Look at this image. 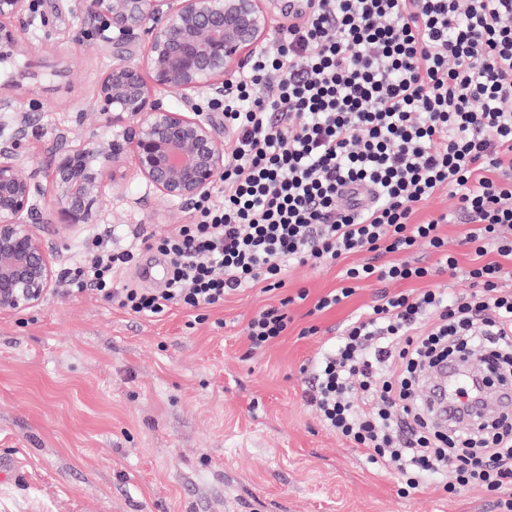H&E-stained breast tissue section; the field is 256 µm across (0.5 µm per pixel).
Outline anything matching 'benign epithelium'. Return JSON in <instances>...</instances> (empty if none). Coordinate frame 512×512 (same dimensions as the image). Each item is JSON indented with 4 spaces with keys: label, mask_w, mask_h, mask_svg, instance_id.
Listing matches in <instances>:
<instances>
[{
    "label": "benign epithelium",
    "mask_w": 512,
    "mask_h": 512,
    "mask_svg": "<svg viewBox=\"0 0 512 512\" xmlns=\"http://www.w3.org/2000/svg\"><path fill=\"white\" fill-rule=\"evenodd\" d=\"M266 0H78L90 23L115 45L147 40L143 62L119 59L95 82L93 98L113 129L67 140L47 168L20 149L26 119L10 123L0 145V310L43 305L57 280L53 256L34 225L39 198L51 196L65 227L94 224L108 176L129 154L136 176L173 201L210 195L224 172V144L204 98L224 96L242 59L271 26ZM35 21L32 0H0V71L28 67L24 31ZM179 96V105L167 93Z\"/></svg>",
    "instance_id": "benign-epithelium-1"
}]
</instances>
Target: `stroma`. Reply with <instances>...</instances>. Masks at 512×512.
<instances>
[{"label":"stroma","instance_id":"obj_1","mask_svg":"<svg viewBox=\"0 0 512 512\" xmlns=\"http://www.w3.org/2000/svg\"><path fill=\"white\" fill-rule=\"evenodd\" d=\"M37 7L28 38L40 76L15 96L30 120L23 148L45 167L58 135L101 131L96 79L117 58L142 61L146 44L103 41L74 0ZM75 31L81 43L70 42ZM121 166L98 223L37 225L59 277L44 304L0 311V458L14 462L0 478V512H493L479 488L453 499L434 481L401 490L393 471L369 464L305 404L301 367L324 329L374 300L376 282L313 316L340 269L297 266L287 289L245 288L202 322L178 307L136 318L68 290L67 271L94 235L111 234L120 249L186 219L187 204L135 178L131 157ZM301 289L308 299L290 305L287 336L247 355L249 320ZM310 325L319 334L302 335Z\"/></svg>","mask_w":512,"mask_h":512}]
</instances>
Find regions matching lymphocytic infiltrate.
<instances>
[{
	"label": "lymphocytic infiltrate",
	"mask_w": 512,
	"mask_h": 512,
	"mask_svg": "<svg viewBox=\"0 0 512 512\" xmlns=\"http://www.w3.org/2000/svg\"><path fill=\"white\" fill-rule=\"evenodd\" d=\"M307 19L250 57L224 95L221 203L196 200L185 223L147 247L89 244L69 272L74 292L128 314L223 305L248 286H287L292 266L342 265L321 313L360 283L382 289L303 366V397L318 422L418 489L441 478L448 496L480 488L512 512V421L476 431L436 424L421 388L451 357L475 354L486 380L512 378V0H311ZM453 193V210L413 222L420 204ZM460 241L475 289L430 287L455 273L442 225ZM436 257L412 261L417 245ZM152 251L168 264L161 288L115 287L120 269ZM364 254V261L351 257ZM419 283L391 292L389 284ZM257 313L248 350L288 333L295 301Z\"/></svg>",
	"instance_id": "lymphocytic-infiltrate-1"
}]
</instances>
